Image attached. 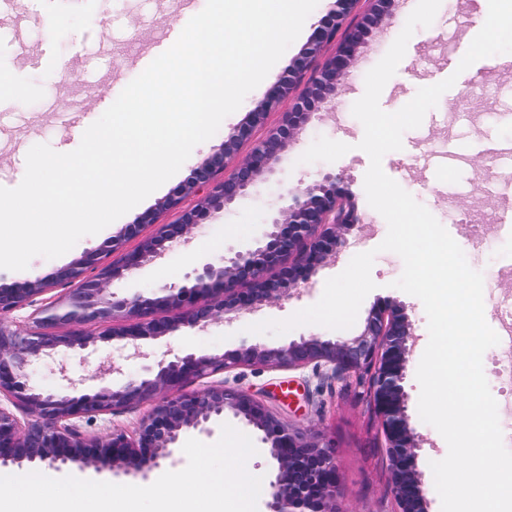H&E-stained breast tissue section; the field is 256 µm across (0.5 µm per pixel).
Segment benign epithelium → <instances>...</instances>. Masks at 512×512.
<instances>
[{
	"mask_svg": "<svg viewBox=\"0 0 512 512\" xmlns=\"http://www.w3.org/2000/svg\"><path fill=\"white\" fill-rule=\"evenodd\" d=\"M358 2L336 0L337 8L315 28L298 66L288 69V77L261 110L251 113L250 122L192 171L179 195L164 203V208L177 210L175 222L159 224L155 213L144 214L125 227L123 237L59 269L54 280L0 287V397L16 408L13 412L0 406L1 464L72 461L145 479L159 459L175 457L182 432L208 433L212 420L230 414L260 432L259 440L277 464L267 512H346L336 503L340 480L336 457L319 434L284 424L255 394L222 381L188 389L197 379L239 366L301 369L325 363L336 375L368 380L387 443L390 491L397 512H425L421 477L415 469L417 444L402 386L410 324L395 304L374 310L363 332L350 342L311 337L279 347L250 345L214 355L173 353L137 377H126L112 365L91 377L96 386L88 391L81 389L88 379L72 378L63 367L64 384L59 388L38 391L29 385L31 365L54 363L59 355L83 351L100 339L125 340L140 356V340L183 328L204 329L253 312L280 297L285 285L308 283L326 256L348 245L346 232L356 226L354 210L350 197L336 188V176L327 173L322 181L292 191L290 203L272 215L254 245L202 261L190 283L160 288L150 297L117 298L108 288L124 273L189 243L196 225L237 202L269 170L275 153L288 145L313 113L335 110L336 82L349 76L361 37L382 21L392 0H367L370 8L351 29L347 19ZM332 43L337 44L335 55L313 67L322 49ZM308 70L311 77L295 93ZM289 100L292 106L282 122L254 144L249 156L237 159L239 140ZM143 224L156 225L155 232L125 251L121 262H113V252L139 236ZM71 283L75 287L51 294ZM23 306L33 307L30 324L9 325L12 312ZM53 328L57 332H51ZM144 403L150 410L135 438L114 431L89 438L76 425L81 418Z\"/></svg>",
	"mask_w": 512,
	"mask_h": 512,
	"instance_id": "1",
	"label": "benign epithelium"
}]
</instances>
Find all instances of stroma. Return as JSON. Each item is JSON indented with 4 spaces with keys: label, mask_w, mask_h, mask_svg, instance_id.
<instances>
[{
    "label": "stroma",
    "mask_w": 512,
    "mask_h": 512,
    "mask_svg": "<svg viewBox=\"0 0 512 512\" xmlns=\"http://www.w3.org/2000/svg\"><path fill=\"white\" fill-rule=\"evenodd\" d=\"M416 2L398 0L392 16L369 32L352 76L336 86L334 114H314L275 159L271 173L258 178L237 203L196 228L189 246L172 248L162 259L112 281L109 288L124 298L185 284L200 259H217L229 248L253 245L263 236L273 211L285 204L290 189L321 180L329 172L335 174L337 186L349 193L361 224L349 233L348 246L339 255L329 256L307 285L264 304L257 312L202 330L185 329L142 341L144 355L140 358L128 356L121 343L100 341L86 349L83 357L68 355L64 361L73 377L94 374L98 366L107 363L137 376L145 365H156L171 350L203 355L251 344L279 346L309 336L348 340L362 332L373 308L397 304L412 328L404 389L409 423L417 439L415 465L423 482L427 512H441L430 464L444 459L448 447L418 414L416 371L429 340L427 316L417 297L394 286L404 269L401 257L377 250L388 227L367 201L364 176L370 159L358 148L364 128L352 114L353 104L365 91L367 72L386 54ZM205 4L206 0H0V75L11 79L17 88L16 96L0 98V186L14 188L21 183L26 154L33 145L77 148L75 127L95 122L107 103L142 72L144 60L161 54L173 27H185ZM333 7L334 0H319L299 37L262 83L223 120L217 133L193 149L180 170L148 197L144 210L157 208L175 194L192 169L246 123L249 113L266 101L286 75L289 64L301 56L315 27L328 18ZM487 8L488 0H442L433 24L413 34L395 75L382 91L381 108L398 111L419 88L452 75L457 81L426 113L420 127L404 133L402 150L387 153L382 167L462 243L469 265L483 275L485 318L498 332L503 328L502 309L512 303V234L501 229L506 214L512 213V182L504 177L512 159L503 152L504 147H512V53L481 59L462 72L457 69L478 33L476 18ZM477 76L492 91L485 107L463 99ZM320 136L349 144V152L333 162H301V155ZM474 209L482 212L481 225L462 219ZM136 218V213H126L98 234L82 237L58 258L34 257L22 271L0 269V286L53 276L59 268L118 235ZM203 240L211 242V249L200 248ZM370 250L377 253L371 270L375 288L363 300L352 327L335 330L306 324L278 336L250 332V325L287 319L318 302L326 281L341 273L355 255ZM217 378L225 385L258 394L281 421L304 424L333 446L341 473L338 501L348 512H397L390 492L385 439L366 384L334 376L331 367L322 363L299 370L240 367L218 373ZM148 410L145 404L120 408L82 422L81 431L88 436L114 430L131 434Z\"/></svg>",
    "instance_id": "1"
}]
</instances>
